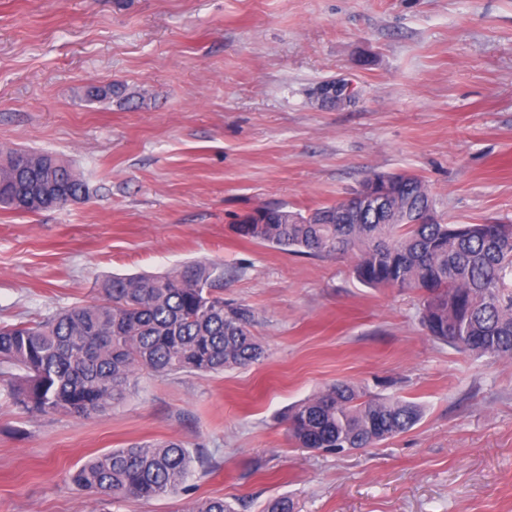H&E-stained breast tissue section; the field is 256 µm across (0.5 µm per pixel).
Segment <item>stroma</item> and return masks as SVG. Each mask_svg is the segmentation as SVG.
<instances>
[{
	"label": "stroma",
	"mask_w": 512,
	"mask_h": 512,
	"mask_svg": "<svg viewBox=\"0 0 512 512\" xmlns=\"http://www.w3.org/2000/svg\"><path fill=\"white\" fill-rule=\"evenodd\" d=\"M124 98L90 99L113 81ZM326 81L353 93L334 104ZM47 152L85 198L0 210V323L94 300L115 275L224 266L260 362L140 375L117 407L29 420L0 395V512H512V359L427 336L418 291L352 258L240 238L259 206L308 214L373 174L425 181L451 224H512V0H0V148ZM345 382L417 403L372 448L298 447L293 405ZM205 462L185 491L103 502L69 474L133 442Z\"/></svg>",
	"instance_id": "stroma-1"
}]
</instances>
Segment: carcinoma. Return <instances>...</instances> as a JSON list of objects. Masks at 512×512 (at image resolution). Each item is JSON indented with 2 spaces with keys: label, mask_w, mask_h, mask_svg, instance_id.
<instances>
[{
  "label": "carcinoma",
  "mask_w": 512,
  "mask_h": 512,
  "mask_svg": "<svg viewBox=\"0 0 512 512\" xmlns=\"http://www.w3.org/2000/svg\"><path fill=\"white\" fill-rule=\"evenodd\" d=\"M51 178L34 213L62 208L85 185L46 153L11 149L0 158V208L23 211L35 182ZM394 202H430L422 179L401 174ZM338 201L304 216L259 206L233 231L295 254L350 256L357 279L372 287L422 293L428 335L476 356L512 358V224H446L430 210L421 224H335ZM254 315L224 302V269L198 262L162 276L114 277L87 304L0 324V391L31 419L85 417L122 401L145 371L219 373L262 358ZM420 407L334 384L295 406L288 433L300 448H369L411 429ZM179 440L135 442L81 464L72 482L102 500L152 499L185 488L194 463ZM184 512H234L222 498L193 500Z\"/></svg>",
  "instance_id": "obj_1"
}]
</instances>
